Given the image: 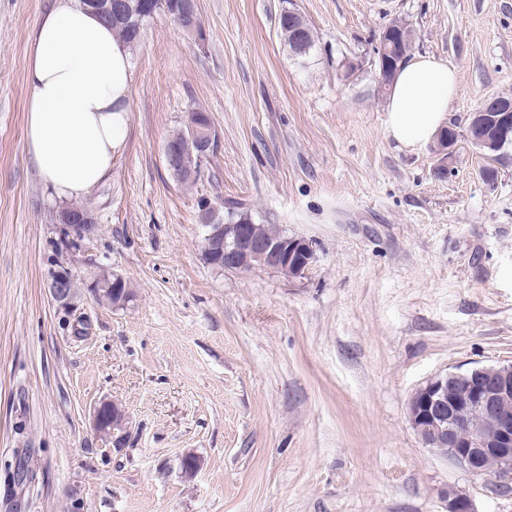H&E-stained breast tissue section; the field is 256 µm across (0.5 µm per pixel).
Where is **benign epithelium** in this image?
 <instances>
[{"label": "benign epithelium", "instance_id": "7a95c632", "mask_svg": "<svg viewBox=\"0 0 512 512\" xmlns=\"http://www.w3.org/2000/svg\"><path fill=\"white\" fill-rule=\"evenodd\" d=\"M84 6L115 23L130 22L127 0H84ZM188 136L178 145L168 143L164 156L175 164L172 173L189 180L196 179L215 147L210 126L188 114ZM468 138L482 149L495 150L512 138V100L492 97L472 113L467 128ZM458 140L456 126L450 124L439 132L431 150L437 157L436 168L448 171ZM98 227L93 214L86 212L75 218L61 215L58 235L68 245L64 253L76 252V246L93 238L89 230ZM202 251L205 260L219 269L247 272L257 267L269 269L293 280L304 277L314 260L312 244L288 235L266 237L258 233L257 224L249 217L224 219L222 224L206 225ZM112 275V289L91 288L97 302L114 309L124 308L133 298V289L125 277ZM71 275L65 267L47 280L55 301L67 304L70 293L62 281ZM413 430L424 447L449 457L460 467L477 475L512 480V364L473 367L463 371L439 374L414 393L409 407ZM481 423V429L470 427ZM93 430L108 435L112 447H126L124 434L130 430V417L121 403L105 399L92 413ZM439 497L445 512H472L467 495L450 486Z\"/></svg>", "mask_w": 512, "mask_h": 512}]
</instances>
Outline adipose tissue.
<instances>
[{"instance_id":"obj_1","label":"adipose tissue","mask_w":512,"mask_h":512,"mask_svg":"<svg viewBox=\"0 0 512 512\" xmlns=\"http://www.w3.org/2000/svg\"><path fill=\"white\" fill-rule=\"evenodd\" d=\"M132 81L129 48L79 0H55L36 24L26 67V147L58 200L84 196L125 144ZM458 90L456 70L419 55L397 72L387 131L413 150L433 141Z\"/></svg>"}]
</instances>
